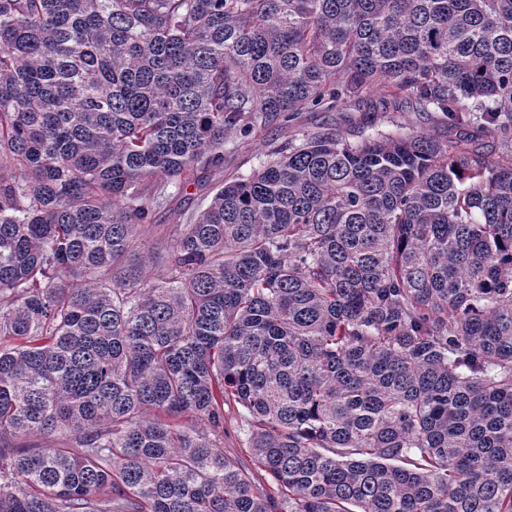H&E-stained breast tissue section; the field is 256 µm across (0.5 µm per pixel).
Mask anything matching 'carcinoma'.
Here are the masks:
<instances>
[{"instance_id": "carcinoma-1", "label": "carcinoma", "mask_w": 512, "mask_h": 512, "mask_svg": "<svg viewBox=\"0 0 512 512\" xmlns=\"http://www.w3.org/2000/svg\"><path fill=\"white\" fill-rule=\"evenodd\" d=\"M4 171L0 512H512V0H0ZM366 119L375 124V129L392 131L398 127L406 132H430L446 129L439 123L435 114L413 112L405 105L398 109H385L379 103L377 94L359 101H348L339 111L325 112L316 110L301 112L293 119L283 122L279 127L265 130L263 133L244 138L230 135L226 144V163L228 172L238 168L248 173L252 168L268 162L273 156L270 152L274 146H281L296 137L300 131H318L326 128L335 129L337 133L352 138L357 131L356 123ZM214 183V177L203 178L195 185H190L183 194H177L176 190L170 187L169 192H171L172 196L169 198L167 204L158 209L155 213L154 224H157V227L154 228L153 231L146 232L143 236L146 246H151L153 243L156 229L163 228L166 224H174L175 211L189 210L191 212L205 199L210 198L213 194ZM229 420L227 423L229 434H224V454L239 458L252 470L256 477L255 484L258 492H269L272 487L271 479L265 477L264 472L260 471L252 458L246 443L247 435L245 430L247 427L245 423H242L236 409L229 413Z\"/></svg>"}]
</instances>
